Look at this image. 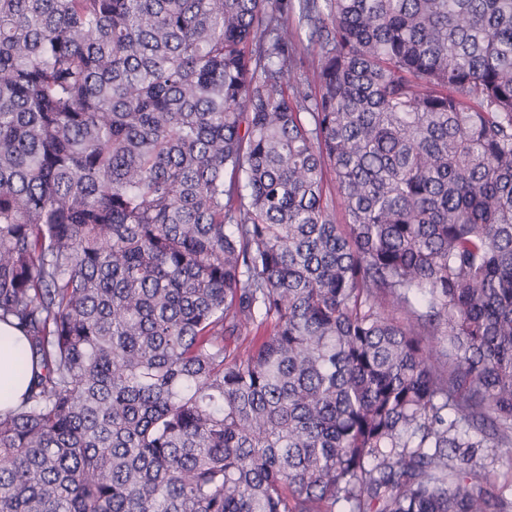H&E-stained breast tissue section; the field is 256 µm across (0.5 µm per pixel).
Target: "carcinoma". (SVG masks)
I'll return each mask as SVG.
<instances>
[{"instance_id": "obj_1", "label": "carcinoma", "mask_w": 512, "mask_h": 512, "mask_svg": "<svg viewBox=\"0 0 512 512\" xmlns=\"http://www.w3.org/2000/svg\"><path fill=\"white\" fill-rule=\"evenodd\" d=\"M0 322V512H512V0H0ZM27 346L25 338L14 328L0 324V409L17 404L23 395L26 382L13 376L14 360L19 350ZM5 384V394L1 384ZM476 460L500 475L512 471V452H508L507 448H477Z\"/></svg>"}]
</instances>
